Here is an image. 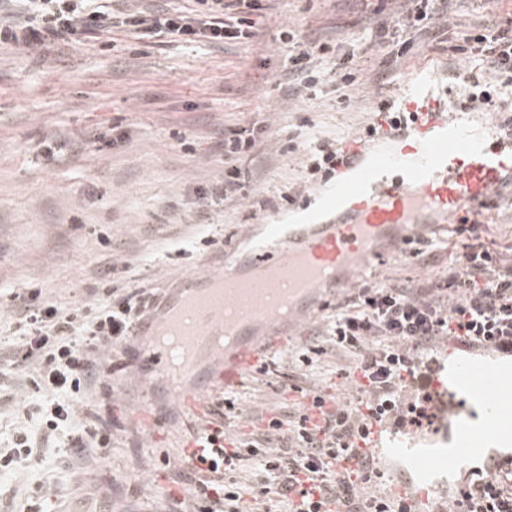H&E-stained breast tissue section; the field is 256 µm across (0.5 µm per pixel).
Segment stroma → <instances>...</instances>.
I'll use <instances>...</instances> for the list:
<instances>
[{"mask_svg":"<svg viewBox=\"0 0 512 512\" xmlns=\"http://www.w3.org/2000/svg\"><path fill=\"white\" fill-rule=\"evenodd\" d=\"M371 15L364 0H271L256 10L251 38L225 47L114 32L76 47L0 48V343L13 341L12 293L36 290L62 306L82 301L110 262L115 287L148 288L161 298L220 250L319 211L334 185L307 188L299 153H283L297 125L310 123L340 145L363 140L383 150L381 134L365 133L372 103L408 94L421 72L437 89L446 86L447 49L418 40L393 82L379 79L382 54L368 46L356 55L361 83L345 91L324 84L312 97L287 93L284 31L343 43ZM219 128L252 131L257 144L236 162L242 200L208 207L201 193L224 174L213 138ZM60 142L64 154L48 155L47 145ZM289 193L296 201L286 208ZM203 210L205 229L197 222ZM465 217L479 222L491 249L512 257V189L501 186L494 203L425 225L422 236L435 244L440 262L427 265L384 244L356 268V284L416 288L443 280L463 250L458 228ZM350 364L329 353L289 380L250 371L235 388L243 413L229 434L253 432L256 416L279 404L289 381L346 396L340 374ZM164 386L133 368L108 386H93L77 415L111 405L109 447L65 467L54 462L60 449H45L42 463L0 469V486L15 489L21 501L42 488L44 512H78L89 486L97 512H162L169 498L187 495L176 478L179 445L190 434L183 404L163 396ZM147 400L163 420L154 431L133 418Z\"/></svg>","mask_w":512,"mask_h":512,"instance_id":"35a3bbf8","label":"stroma"}]
</instances>
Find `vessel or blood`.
I'll return each mask as SVG.
<instances>
[{
	"label": "vessel or blood",
	"instance_id": "obj_1",
	"mask_svg": "<svg viewBox=\"0 0 512 512\" xmlns=\"http://www.w3.org/2000/svg\"><path fill=\"white\" fill-rule=\"evenodd\" d=\"M402 109L397 148L365 152L339 167L334 223L285 225L269 245L218 274H187L161 315L135 325V367L165 379L194 416L204 417L209 401L238 385L278 347L275 338L258 343L254 332L280 298L303 308L322 286L342 283L350 262L369 256L376 239L407 224L427 223L447 208L494 200L502 178L512 175V137L486 143L462 133L452 97L435 95L426 76ZM227 326L236 336L235 348L225 352L222 364L205 366L213 330ZM431 397L457 418L447 447L422 450L412 432L378 427L365 449L376 465L392 456L407 459L397 477L402 495L438 476L451 480L479 466L512 463V368L480 358L460 360L449 382L434 383Z\"/></svg>",
	"mask_w": 512,
	"mask_h": 512
}]
</instances>
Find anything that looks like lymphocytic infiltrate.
<instances>
[{
    "label": "lymphocytic infiltrate",
    "instance_id": "f902f5d3",
    "mask_svg": "<svg viewBox=\"0 0 512 512\" xmlns=\"http://www.w3.org/2000/svg\"><path fill=\"white\" fill-rule=\"evenodd\" d=\"M181 11L157 7L133 10L126 0H0V45L19 50L56 43L75 44L96 32L153 31L214 46L249 38L254 22L243 11L246 0H193ZM408 8L376 21L362 38L353 39L384 51L381 74L391 79L413 35L429 39L442 31L453 0H406ZM293 66L288 72L296 93H314L327 80L355 83L359 71L352 52L337 56L336 45H306L289 37ZM480 68H462V61ZM448 76L458 87L459 110L500 112L512 100V18L486 19L462 30L448 47ZM254 139L225 134L224 178L210 188L221 204L240 186L235 160L252 150ZM347 155L335 142L317 137L305 154L309 175L330 179ZM463 251L446 280L414 290L405 286H363L324 318L311 344L294 349L295 364L311 366L327 348L352 356L343 371L349 397L320 391L305 407L271 410L260 433L234 439L224 422L235 417L239 400L225 392L207 421L201 452H190L178 478L189 488L188 508L174 512H244L252 493L262 512H415L411 499L372 493L380 478L359 451L375 427L431 423L429 387L434 377V347L450 338L472 349L512 357V264L502 263L470 225ZM13 335L18 341L7 366L35 367L31 379L42 400L29 408L40 435L27 425L14 430L10 447L0 454V468L40 459L47 445L62 442L70 456L106 445L112 434L108 411L94 414L86 428L71 431L75 400L111 377L109 351L123 348L135 324L155 304L144 288H109L95 304L67 306L38 301L36 294H13ZM318 410L312 420L308 409ZM344 472H337L338 463ZM454 512H512V469L473 474L448 494Z\"/></svg>",
    "mask_w": 512,
    "mask_h": 512
}]
</instances>
